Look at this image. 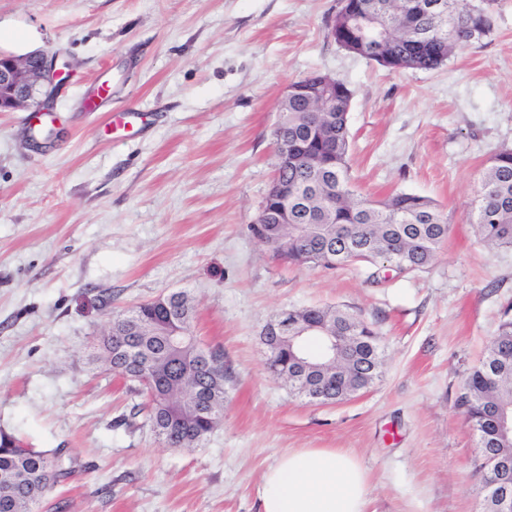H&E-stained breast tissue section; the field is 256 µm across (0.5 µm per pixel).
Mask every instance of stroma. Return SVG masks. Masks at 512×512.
Wrapping results in <instances>:
<instances>
[{"mask_svg": "<svg viewBox=\"0 0 512 512\" xmlns=\"http://www.w3.org/2000/svg\"><path fill=\"white\" fill-rule=\"evenodd\" d=\"M338 0H0L70 76L54 122L0 112V432L65 449L74 473L38 512H259L263 473L298 448L364 467L369 512H482L476 437L455 401L512 300V252L471 212L488 159L512 147V0L434 71L393 72L328 35ZM320 71L352 92V188L434 200L450 232L433 264L327 270L251 232L270 188L286 86ZM111 90L97 111L86 102ZM135 112L132 136L107 117ZM183 290L193 331L224 355V419L175 452L97 361L113 312ZM111 306H102V299ZM341 306L378 332L381 378L338 404L293 396L261 331L282 310Z\"/></svg>", "mask_w": 512, "mask_h": 512, "instance_id": "stroma-1", "label": "stroma"}]
</instances>
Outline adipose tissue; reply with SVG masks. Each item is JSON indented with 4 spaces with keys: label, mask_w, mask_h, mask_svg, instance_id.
<instances>
[{
    "label": "adipose tissue",
    "mask_w": 512,
    "mask_h": 512,
    "mask_svg": "<svg viewBox=\"0 0 512 512\" xmlns=\"http://www.w3.org/2000/svg\"><path fill=\"white\" fill-rule=\"evenodd\" d=\"M260 512H368L366 475L339 448L286 452L262 478Z\"/></svg>",
    "instance_id": "ef3b65f1"
}]
</instances>
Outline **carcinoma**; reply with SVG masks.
I'll list each match as a JSON object with an SVG mask.
<instances>
[{
	"instance_id": "carcinoma-1",
	"label": "carcinoma",
	"mask_w": 512,
	"mask_h": 512,
	"mask_svg": "<svg viewBox=\"0 0 512 512\" xmlns=\"http://www.w3.org/2000/svg\"><path fill=\"white\" fill-rule=\"evenodd\" d=\"M347 0L332 19L330 37L350 52L372 58L379 51L391 61L385 67L401 71H433L456 50L490 32L471 14L468 0ZM336 107V152L320 138V121L300 97L281 113L280 138L288 143V164L275 177L288 189L286 197H265L256 224L275 248L288 244L289 262L318 263L336 246V230L344 231L353 250L334 267L383 259L420 271L436 257L448 238L449 224L433 200L395 193L379 201L362 198L349 187L348 101L341 93L327 100ZM482 208L473 224L482 242L492 249H512V147L503 146L489 159L480 183ZM195 304L185 291L168 294L165 304L152 301L112 316V338L102 339V358L112 372L141 388L148 420L167 447L200 446L224 417V362L216 351L204 349L193 334ZM300 325L322 324L354 344L344 360L345 378L324 368L325 343L304 336L288 346L268 349V357L288 374L293 392L308 391L336 401L372 385L377 375L362 366L371 325L335 307L292 310ZM457 406L478 440V448H496L512 458V433L501 429L492 409L512 414V305L504 308L496 335L479 364L464 380ZM63 449L49 453L21 452V442L0 434V512H37L53 485L70 477Z\"/></svg>"
}]
</instances>
